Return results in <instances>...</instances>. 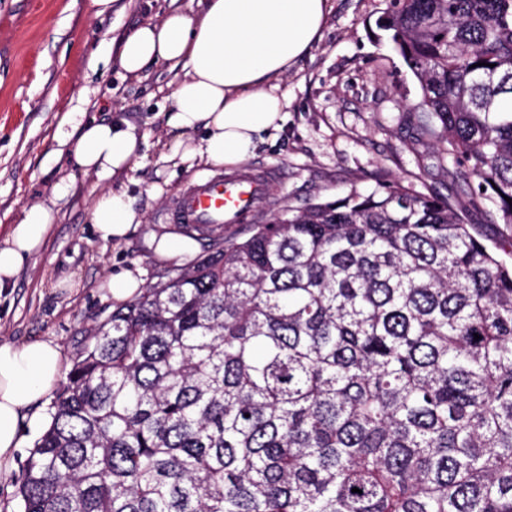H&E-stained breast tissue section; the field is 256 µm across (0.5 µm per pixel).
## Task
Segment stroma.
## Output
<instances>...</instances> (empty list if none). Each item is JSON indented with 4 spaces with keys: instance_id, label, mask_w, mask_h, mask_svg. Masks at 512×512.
Segmentation results:
<instances>
[{
    "instance_id": "1",
    "label": "stroma",
    "mask_w": 512,
    "mask_h": 512,
    "mask_svg": "<svg viewBox=\"0 0 512 512\" xmlns=\"http://www.w3.org/2000/svg\"><path fill=\"white\" fill-rule=\"evenodd\" d=\"M390 0H332L320 40L298 61L282 89L288 120L276 140L260 145L247 167L274 168L268 198L244 223H266L274 213L316 200L367 192L378 182L399 183L448 199L487 245L512 236L490 202L471 206L457 195L455 174L443 171L433 147L414 144L410 115L420 99L416 79L376 26ZM197 11V0H0V238L25 207L49 199L69 176L72 195L58 205L45 248L28 260L12 288L0 292V340H54L72 363L89 330L115 305L104 296L109 275L135 266L146 282L167 267L154 240L168 234L162 221L173 196L211 174L159 162L163 114L172 104L178 70L160 64L129 79L114 63L113 40L161 19L169 10ZM71 112L127 118L147 137L145 167L131 189L143 224L117 244L98 241L90 224L97 183L71 172L59 153V122ZM166 181L162 198L145 188Z\"/></svg>"
}]
</instances>
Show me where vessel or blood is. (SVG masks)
Here are the masks:
<instances>
[{
  "mask_svg": "<svg viewBox=\"0 0 512 512\" xmlns=\"http://www.w3.org/2000/svg\"><path fill=\"white\" fill-rule=\"evenodd\" d=\"M267 194V177L253 171L234 176L207 175L183 188L171 201L168 221L219 234L254 210Z\"/></svg>",
  "mask_w": 512,
  "mask_h": 512,
  "instance_id": "b4317fda",
  "label": "vessel or blood"
}]
</instances>
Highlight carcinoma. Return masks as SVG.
<instances>
[{
  "instance_id": "carcinoma-1",
  "label": "carcinoma",
  "mask_w": 512,
  "mask_h": 512,
  "mask_svg": "<svg viewBox=\"0 0 512 512\" xmlns=\"http://www.w3.org/2000/svg\"><path fill=\"white\" fill-rule=\"evenodd\" d=\"M376 25L415 140L512 226V0ZM200 240L88 332L22 512H512V240L397 184Z\"/></svg>"
}]
</instances>
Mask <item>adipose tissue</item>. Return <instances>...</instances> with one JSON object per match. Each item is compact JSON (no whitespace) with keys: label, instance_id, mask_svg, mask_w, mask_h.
Returning a JSON list of instances; mask_svg holds the SVG:
<instances>
[{"label":"adipose tissue","instance_id":"1","mask_svg":"<svg viewBox=\"0 0 512 512\" xmlns=\"http://www.w3.org/2000/svg\"><path fill=\"white\" fill-rule=\"evenodd\" d=\"M199 5L196 14L173 10L129 31L117 63L131 76L159 63L183 71L165 114L173 140L163 146L164 161L186 169L234 168L282 130L288 113L282 83L318 41L331 0H199ZM56 136L73 146L67 158L71 169L105 185L91 205L95 237L121 242L143 222L125 182L145 159L135 129L124 120L75 118ZM73 188L72 180L60 179L48 201L26 207L11 226L0 243V289L42 250L57 203ZM64 367L53 341H0V472L14 468L22 431L45 426L44 407Z\"/></svg>","mask_w":512,"mask_h":512}]
</instances>
